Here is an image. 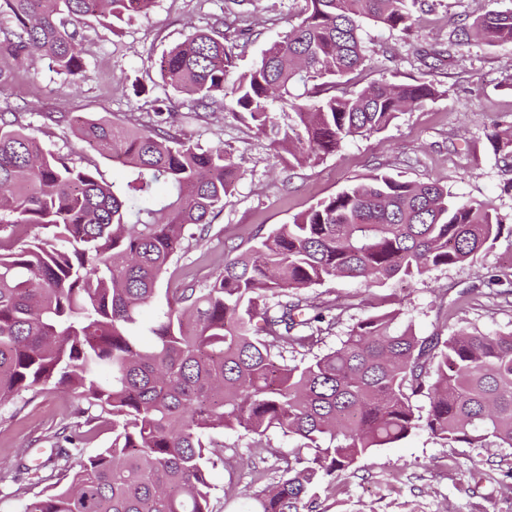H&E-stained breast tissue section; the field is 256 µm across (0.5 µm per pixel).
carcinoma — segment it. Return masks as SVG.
<instances>
[{"instance_id": "obj_1", "label": "carcinoma", "mask_w": 512, "mask_h": 512, "mask_svg": "<svg viewBox=\"0 0 512 512\" xmlns=\"http://www.w3.org/2000/svg\"><path fill=\"white\" fill-rule=\"evenodd\" d=\"M154 2L0 0L13 21L0 26V47L17 58L37 51L78 85L90 78L80 24L94 17L115 26ZM422 2L307 0L299 21L233 80L235 44L219 18L175 46L161 76L197 109L231 101L274 133L288 165L302 167L438 96L431 80L347 88L367 61L363 24L407 31ZM503 2L456 21L446 46L422 55L424 66L474 41L512 46V6ZM155 102V124L76 120L81 142L126 169L118 184L0 112V405L52 385L82 400L83 426L112 416V445L74 472L67 463L85 432L56 442L38 476L44 490L26 512H210L211 435L224 429L259 442L279 431L315 450L310 458L282 451L284 468L256 472L265 486L243 512H319L317 490L335 489L339 473L417 431L450 447L492 440L512 448V333L419 336L398 327L393 311L359 320L331 352L282 363L288 352L309 353L348 309L302 290L332 278L368 287L419 279L470 263L504 232L492 202L374 173L147 317L188 231L224 211L239 177L224 145L204 150L170 134L171 103ZM277 111L291 114L287 127L274 121ZM493 142L511 162L512 128Z\"/></svg>"}]
</instances>
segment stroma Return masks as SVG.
Here are the masks:
<instances>
[{"mask_svg":"<svg viewBox=\"0 0 512 512\" xmlns=\"http://www.w3.org/2000/svg\"><path fill=\"white\" fill-rule=\"evenodd\" d=\"M405 33L364 24L361 37L370 54L362 83L433 79L440 94L400 114L383 132L347 140L339 152L319 162L289 169L250 120L219 106L192 115L191 97L164 86L160 61L192 31L215 19L234 24L247 16L248 43L238 44L237 70H250L266 44L284 35L306 8V0H155L147 13L111 28L88 20L82 27V57L92 77L77 87L64 85L49 61L34 54L15 60L0 49V68L13 81L0 94V111L16 112L19 123L46 147L71 154L77 164L112 182L123 168L82 144L75 118L115 124H148L152 101L171 97L179 115L174 129L207 149L224 144L239 165L229 203L200 236L186 240L162 276L155 306L167 295L203 285L224 269L232 248L247 249L258 237L291 223L318 201L379 171L400 180L448 184L461 200L490 201L512 228V193L490 139L494 129L512 127V48L471 46L443 58L435 69L419 60L423 50H439L459 16H477L490 0H429ZM512 256V235H503L478 261L431 270L415 280H392L366 288L356 280L332 279L304 290V297L351 303L333 333L313 346L322 354L339 346L348 328L374 313L397 311L398 325L418 335H448L455 328L512 332V296L490 294L485 276L497 273ZM75 395L49 387L0 407V464L15 479L0 491V512H24L39 492L36 467L50 455L57 435L74 431L80 417ZM223 460L210 469L211 512H241L257 486L253 469L278 464L280 451L296 439L271 433L262 443L237 430L217 432ZM512 448L490 442L478 448L448 447L416 433L339 474L336 490L320 492L323 512H512Z\"/></svg>","mask_w":512,"mask_h":512,"instance_id":"1","label":"stroma"}]
</instances>
